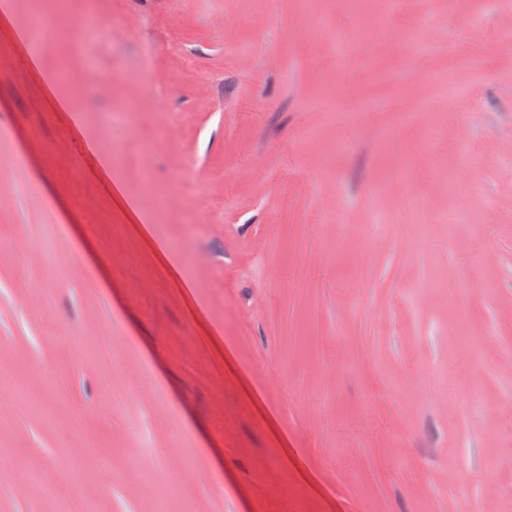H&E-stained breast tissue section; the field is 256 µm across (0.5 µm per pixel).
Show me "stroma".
<instances>
[{"mask_svg": "<svg viewBox=\"0 0 512 512\" xmlns=\"http://www.w3.org/2000/svg\"><path fill=\"white\" fill-rule=\"evenodd\" d=\"M13 3L0 340L44 406L0 429V512H512V11L399 0L366 58L343 0H280L274 22L266 0H67L32 56V0ZM90 11L103 32L79 37ZM419 27L442 38L409 65L397 39ZM416 145L425 165L395 179ZM336 211L347 232L323 223ZM457 268L452 314L417 286ZM134 279L157 283L136 303ZM95 328L112 357L90 372ZM90 450L95 476L44 483Z\"/></svg>", "mask_w": 512, "mask_h": 512, "instance_id": "obj_1", "label": "stroma"}]
</instances>
